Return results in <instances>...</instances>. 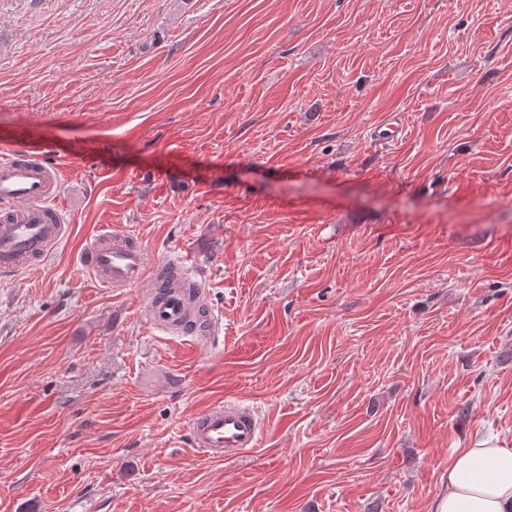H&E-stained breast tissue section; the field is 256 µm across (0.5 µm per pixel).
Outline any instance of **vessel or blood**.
Instances as JSON below:
<instances>
[{
  "mask_svg": "<svg viewBox=\"0 0 512 512\" xmlns=\"http://www.w3.org/2000/svg\"><path fill=\"white\" fill-rule=\"evenodd\" d=\"M63 167L19 143L0 145V275L12 277L31 262L46 260L69 227L58 205ZM83 265L101 287L123 293L138 287L148 274L142 246L121 225L97 236ZM149 326L171 336H215L216 320L191 322L187 297L172 286L149 293L142 302ZM263 422L242 400H225L196 415L188 431L189 445L213 459L234 460L257 448Z\"/></svg>",
  "mask_w": 512,
  "mask_h": 512,
  "instance_id": "1",
  "label": "vessel or blood"
}]
</instances>
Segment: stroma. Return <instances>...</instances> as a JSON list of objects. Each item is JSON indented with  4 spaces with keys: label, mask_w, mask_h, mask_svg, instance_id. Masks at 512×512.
Segmentation results:
<instances>
[{
    "label": "stroma",
    "mask_w": 512,
    "mask_h": 512,
    "mask_svg": "<svg viewBox=\"0 0 512 512\" xmlns=\"http://www.w3.org/2000/svg\"><path fill=\"white\" fill-rule=\"evenodd\" d=\"M69 237L0 278V512H430L512 445V12L500 0H0V142ZM191 256L218 338L81 264ZM240 398L258 448L186 445ZM82 265L101 287L118 293L138 287L148 274L142 246L121 225L95 238ZM153 278L155 279V288L145 296L141 307L146 321L152 329L171 336L190 335L194 340L203 338L204 334L209 337L219 334L218 322L213 318L204 327L202 324H196L190 328L192 320L187 297L166 283L164 290L161 291L162 297L158 298L163 281L157 279L158 275Z\"/></svg>",
    "instance_id": "1"
}]
</instances>
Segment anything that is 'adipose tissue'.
Listing matches in <instances>:
<instances>
[{
  "label": "adipose tissue",
  "mask_w": 512,
  "mask_h": 512,
  "mask_svg": "<svg viewBox=\"0 0 512 512\" xmlns=\"http://www.w3.org/2000/svg\"><path fill=\"white\" fill-rule=\"evenodd\" d=\"M433 512H512V448L493 436L472 438L448 464Z\"/></svg>",
  "instance_id": "1"
}]
</instances>
